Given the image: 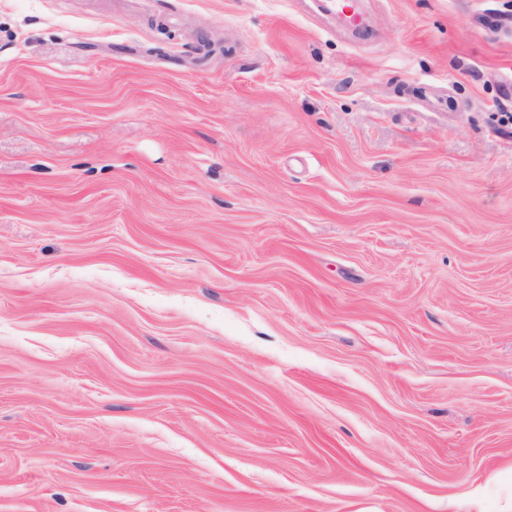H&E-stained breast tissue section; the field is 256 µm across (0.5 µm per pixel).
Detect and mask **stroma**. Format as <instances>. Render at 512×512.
<instances>
[{
	"label": "stroma",
	"mask_w": 512,
	"mask_h": 512,
	"mask_svg": "<svg viewBox=\"0 0 512 512\" xmlns=\"http://www.w3.org/2000/svg\"><path fill=\"white\" fill-rule=\"evenodd\" d=\"M0 0V512H512V0Z\"/></svg>",
	"instance_id": "1"
}]
</instances>
